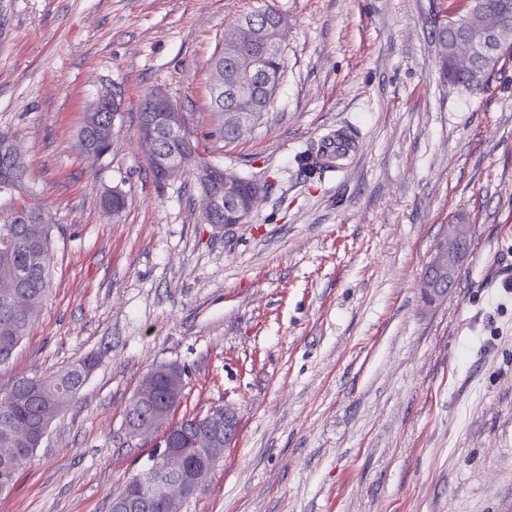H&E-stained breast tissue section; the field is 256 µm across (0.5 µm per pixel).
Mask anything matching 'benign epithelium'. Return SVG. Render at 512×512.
Listing matches in <instances>:
<instances>
[{
  "mask_svg": "<svg viewBox=\"0 0 512 512\" xmlns=\"http://www.w3.org/2000/svg\"><path fill=\"white\" fill-rule=\"evenodd\" d=\"M448 25L460 31V36L448 41V67L466 74L471 85H482L503 39L512 35V3L504 0V8L493 15L470 7L464 22L450 14ZM273 30L271 37L253 32L244 39L239 31H234L227 36L239 44L234 75L227 78L224 67L213 68L212 96L226 104V110H218L216 114L221 124L237 133L254 115L249 88L259 81L270 85L278 79V74L264 68V60L270 51L282 48V21H277ZM110 110L121 112V102L119 94L108 89L100 92L87 108L89 112ZM184 129L185 120L179 105L162 90L151 93V106L143 116L140 139L149 147L152 169L159 173L162 182L169 181L186 168L191 169L209 218L216 222L222 216L238 211L243 196L240 176L226 169L223 179H214L212 170L198 164L195 153L186 148ZM467 237V228L460 224L452 236L440 242L422 277L423 293L432 298L447 293L465 258L463 243ZM207 423L214 437L222 438L224 445H230L237 431L233 408L226 406L221 412H211ZM178 444L179 432L171 430L162 435L157 448L161 462L177 469L174 476L157 481L161 492L173 503L195 492L203 478L201 474L182 472L183 449Z\"/></svg>",
  "mask_w": 512,
  "mask_h": 512,
  "instance_id": "obj_1",
  "label": "benign epithelium"
}]
</instances>
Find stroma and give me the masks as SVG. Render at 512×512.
Segmentation results:
<instances>
[{
  "mask_svg": "<svg viewBox=\"0 0 512 512\" xmlns=\"http://www.w3.org/2000/svg\"><path fill=\"white\" fill-rule=\"evenodd\" d=\"M467 0H0V132L27 165L0 196L54 226L51 287L0 364V396L91 358L0 512H110L162 437L126 415L173 363L172 422L230 406L235 439L182 512H512V54L485 93L439 73L435 26ZM284 19V74L239 139L213 136L210 61L239 18ZM104 87L112 147H75ZM177 102L200 153L267 186L247 223H203L184 171L155 183L144 97ZM353 130L346 166L299 155ZM122 185L113 219L101 201ZM470 247L426 305L455 225ZM467 237V228L460 224L452 236L440 242L421 280L423 294L442 297L454 284L465 258L463 243Z\"/></svg>",
  "mask_w": 512,
  "mask_h": 512,
  "instance_id": "1",
  "label": "stroma"
}]
</instances>
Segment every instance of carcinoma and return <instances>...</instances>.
Returning <instances> with one entry per match:
<instances>
[{"mask_svg": "<svg viewBox=\"0 0 512 512\" xmlns=\"http://www.w3.org/2000/svg\"><path fill=\"white\" fill-rule=\"evenodd\" d=\"M272 10H257L238 20V27L251 24L263 27L271 23ZM437 57L441 74L453 86L471 89L468 79L457 72L448 71L446 54L448 48V23L441 22L436 30ZM278 85L267 89L260 87L255 112L269 110L274 101ZM98 137L93 147L84 143L77 135L76 147L90 163L97 162L112 146V113L96 112ZM25 162L13 151V139L0 134V185L9 183L11 189L22 185L26 179ZM12 217L0 222V363L11 359L23 339L29 334L41 307L48 295L54 267L53 228L44 220L30 224L38 207L23 203L11 208ZM95 362L89 358L79 361L64 370L39 378H21L10 392L0 396V448L7 449L10 460H0V494L10 490L18 472L29 462L38 448L37 435L41 424L52 422L77 397ZM182 373L173 364H160L149 373L157 397L171 399L177 388L183 387ZM129 414L133 421L166 426L165 414L156 413L153 407L132 399ZM197 417H187L178 422L187 438L186 447L194 449L190 462L196 466L213 468L212 449L224 447L212 436L195 426ZM150 496L151 512H170L167 499L152 488L145 472L131 476L116 496V500L128 499L139 494Z\"/></svg>", "mask_w": 512, "mask_h": 512, "instance_id": "obj_1", "label": "carcinoma"}]
</instances>
